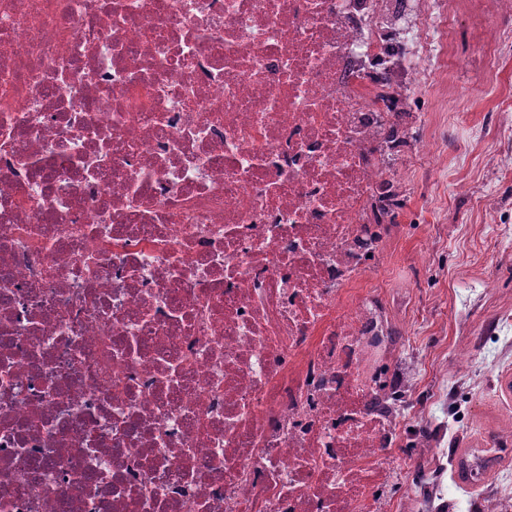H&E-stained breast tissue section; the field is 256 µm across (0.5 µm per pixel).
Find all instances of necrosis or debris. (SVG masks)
Segmentation results:
<instances>
[{
    "instance_id": "obj_1",
    "label": "necrosis or debris",
    "mask_w": 512,
    "mask_h": 512,
    "mask_svg": "<svg viewBox=\"0 0 512 512\" xmlns=\"http://www.w3.org/2000/svg\"><path fill=\"white\" fill-rule=\"evenodd\" d=\"M447 45L426 0H0V512H389L353 286Z\"/></svg>"
}]
</instances>
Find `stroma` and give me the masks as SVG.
<instances>
[{
    "instance_id": "35a3bbf8",
    "label": "stroma",
    "mask_w": 512,
    "mask_h": 512,
    "mask_svg": "<svg viewBox=\"0 0 512 512\" xmlns=\"http://www.w3.org/2000/svg\"><path fill=\"white\" fill-rule=\"evenodd\" d=\"M447 2V79L410 100L422 124L398 170L399 233L358 285L409 299L393 315L404 323L399 353L419 369L414 410L430 407L443 363L474 352L475 378L435 409L454 457L485 430H512V326L482 338L498 314L512 312V176L504 170L512 134L500 125L501 108L512 105V16L498 15L495 0ZM488 26L501 39L482 60L468 58L467 42Z\"/></svg>"
}]
</instances>
